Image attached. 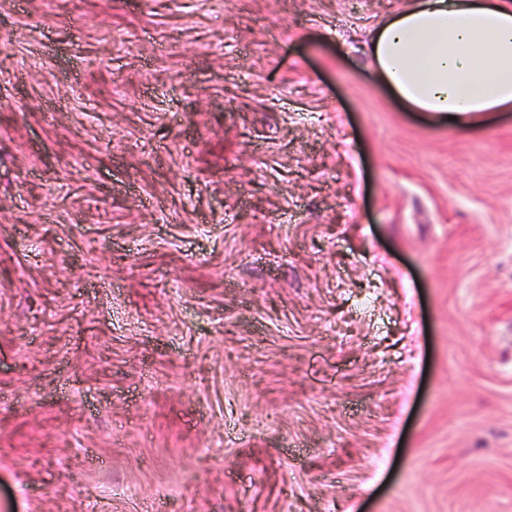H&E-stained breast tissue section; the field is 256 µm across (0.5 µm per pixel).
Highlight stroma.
<instances>
[{
    "label": "stroma",
    "mask_w": 512,
    "mask_h": 512,
    "mask_svg": "<svg viewBox=\"0 0 512 512\" xmlns=\"http://www.w3.org/2000/svg\"><path fill=\"white\" fill-rule=\"evenodd\" d=\"M413 0H0V512H512V111L374 80Z\"/></svg>",
    "instance_id": "obj_1"
}]
</instances>
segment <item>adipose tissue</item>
<instances>
[{"mask_svg":"<svg viewBox=\"0 0 512 512\" xmlns=\"http://www.w3.org/2000/svg\"><path fill=\"white\" fill-rule=\"evenodd\" d=\"M378 82L461 128L512 108V0H414L372 35Z\"/></svg>","mask_w":512,"mask_h":512,"instance_id":"obj_1","label":"adipose tissue"}]
</instances>
